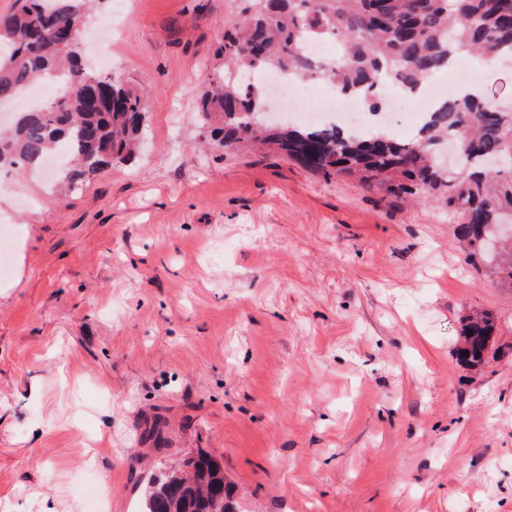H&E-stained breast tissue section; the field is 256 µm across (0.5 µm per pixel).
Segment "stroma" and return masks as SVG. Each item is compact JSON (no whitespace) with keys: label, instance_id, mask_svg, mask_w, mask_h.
<instances>
[{"label":"stroma","instance_id":"35a3bbf8","mask_svg":"<svg viewBox=\"0 0 512 512\" xmlns=\"http://www.w3.org/2000/svg\"><path fill=\"white\" fill-rule=\"evenodd\" d=\"M124 2L141 151L66 195L0 175V512H91L95 488L141 512L201 450L240 512H512V288L457 215L219 146L198 103L228 0ZM474 310L496 321L476 369ZM494 320L488 314H476L468 317L462 325L458 348L459 358L471 367H478L485 362L488 344L493 334ZM468 351V356L462 352Z\"/></svg>","mask_w":512,"mask_h":512}]
</instances>
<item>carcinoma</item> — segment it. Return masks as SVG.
Segmentation results:
<instances>
[{
	"instance_id": "1",
	"label": "carcinoma",
	"mask_w": 512,
	"mask_h": 512,
	"mask_svg": "<svg viewBox=\"0 0 512 512\" xmlns=\"http://www.w3.org/2000/svg\"><path fill=\"white\" fill-rule=\"evenodd\" d=\"M233 11L217 50L212 89L199 112L213 140L224 147L252 143L292 159L325 178L351 175L396 197L440 206L460 215L455 235L468 259L486 257L483 237L512 219V108L493 98L457 96L426 113L411 139L390 130L351 133L334 123L279 129L253 127L265 102L261 81L241 73L306 77L316 74L342 92L361 98L375 115L385 78L413 90L445 72L462 55L512 57V0H228ZM90 15L85 0H15L0 14V101L28 85L57 78L63 93L18 113L0 131V173L34 168L59 146L69 147L66 167L55 175L59 189L73 191L114 159H128L139 146L148 96L87 69L76 42L57 47L64 30L79 36ZM332 39L342 55L315 64L303 43ZM454 139L462 147L453 170L434 161L437 147ZM493 156L501 170L487 169ZM512 287V243L495 266ZM494 320L468 317L458 352L471 367L485 362ZM142 512H236L224 470L208 454L185 458L151 480Z\"/></svg>"
}]
</instances>
